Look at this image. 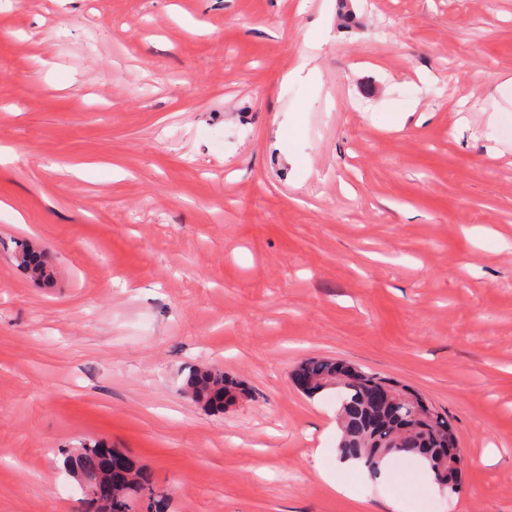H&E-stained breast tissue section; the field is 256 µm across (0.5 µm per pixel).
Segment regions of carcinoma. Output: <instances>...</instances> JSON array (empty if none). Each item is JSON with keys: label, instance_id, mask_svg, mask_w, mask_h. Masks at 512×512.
Returning <instances> with one entry per match:
<instances>
[{"label": "carcinoma", "instance_id": "obj_1", "mask_svg": "<svg viewBox=\"0 0 512 512\" xmlns=\"http://www.w3.org/2000/svg\"><path fill=\"white\" fill-rule=\"evenodd\" d=\"M16 260L35 279L52 280L53 275L45 273L41 251L33 245L19 243ZM297 371L307 379L303 390L307 397L314 398L331 391L336 393L340 430L337 448L341 456L360 459L370 471L376 472L390 455L417 454L425 460L441 489L457 490V484L450 483L448 476V450L455 446L456 441L454 427L447 416L421 395L360 366L336 359L310 358L301 363ZM371 384L401 398L397 408L369 404L365 393ZM184 389L193 401L217 412L246 395L240 384L226 378L224 372L217 369L191 370ZM58 453L63 457L65 468L69 461L76 460L88 472L107 474L106 461L95 440L80 448H61ZM129 468L133 490L125 495L121 489H115L110 512H134L135 501L153 495L151 474L132 462Z\"/></svg>", "mask_w": 512, "mask_h": 512}]
</instances>
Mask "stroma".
<instances>
[{"instance_id":"1","label":"stroma","mask_w":512,"mask_h":512,"mask_svg":"<svg viewBox=\"0 0 512 512\" xmlns=\"http://www.w3.org/2000/svg\"><path fill=\"white\" fill-rule=\"evenodd\" d=\"M510 78L512 0H0V512H82L90 438L165 512H512ZM311 357L446 413L459 490L338 470ZM16 260L32 277L40 281H50L53 275H47L43 267L42 253L29 243L21 242L16 251ZM184 389L193 401L217 412L223 411L226 405L236 402L247 393L240 384L229 380L223 371L217 369L191 370L186 377ZM99 444L96 440L85 443L81 448H62L58 453L63 457V468L67 471L70 460H77L80 466L91 473H102V476L107 474L106 461L103 459L98 450Z\"/></svg>"}]
</instances>
